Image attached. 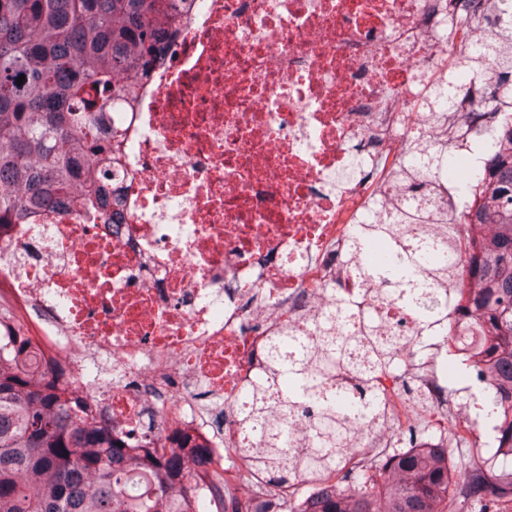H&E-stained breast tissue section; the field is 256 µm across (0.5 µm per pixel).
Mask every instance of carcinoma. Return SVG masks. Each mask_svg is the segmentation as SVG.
<instances>
[{"label":"carcinoma","mask_w":512,"mask_h":512,"mask_svg":"<svg viewBox=\"0 0 512 512\" xmlns=\"http://www.w3.org/2000/svg\"><path fill=\"white\" fill-rule=\"evenodd\" d=\"M190 0H0V225L33 223L51 205L98 209L121 218L125 189L112 182L122 132L108 126L117 105L130 107L165 51L175 20ZM495 63L479 61L486 79L501 87L512 75V18L490 33ZM25 76L17 84L19 76ZM448 150V127L420 136L411 154L430 169ZM407 194L390 204L391 220L370 229L386 236L417 278L437 287L405 336L381 337L367 317L361 335L371 338L368 369L358 395L378 396L372 375L397 367L399 351L415 338L440 336L455 346L473 336L465 353L473 390L488 391L484 413L498 455L470 454L462 480L453 481L445 455L472 447V427L454 425L440 451L397 450L362 457L344 470L350 428L328 411L317 417L314 448L296 451L295 464L280 465V449L244 448L274 487L286 484L298 497H283L279 512H512V116L485 162L480 206L466 205L439 224L442 206L424 177L396 167ZM440 242L450 259L426 261L408 246L411 229ZM474 250L454 253L463 234ZM365 232L352 236L353 270L369 289L412 300L415 289L388 281L364 259ZM350 314L335 306L325 317L328 342L304 364L314 385L330 380L357 336H336L334 325ZM59 375L41 365L25 334L0 313V512H197L198 489L185 471L187 457L152 458L147 466L112 432L83 419L90 406L56 393ZM249 418H274L277 407L264 386L251 395ZM338 477L302 509L303 485Z\"/></svg>","instance_id":"obj_1"}]
</instances>
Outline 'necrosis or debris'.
Returning <instances> with one entry per match:
<instances>
[{
	"label": "necrosis or debris",
	"instance_id": "necrosis-or-debris-1",
	"mask_svg": "<svg viewBox=\"0 0 512 512\" xmlns=\"http://www.w3.org/2000/svg\"><path fill=\"white\" fill-rule=\"evenodd\" d=\"M489 0H192L130 110L115 172L121 223L47 210L0 226V307L10 311L66 396L131 450L205 451L193 472L224 480L225 507L250 472L245 451L314 447V411L350 419L361 448H401L415 419L445 425L456 373L435 340L378 379L387 422L371 432L352 399L361 377L340 369L332 393L272 375L320 342L336 300L373 308L387 334L411 315L386 289L364 295L345 255L357 225L382 223L402 196L391 175L429 113L454 114L455 134L430 178L445 202L482 197L470 115L512 112L455 58L485 51L463 31ZM416 379L419 402L403 397ZM287 389L310 411L250 426L257 385Z\"/></svg>",
	"mask_w": 512,
	"mask_h": 512
}]
</instances>
